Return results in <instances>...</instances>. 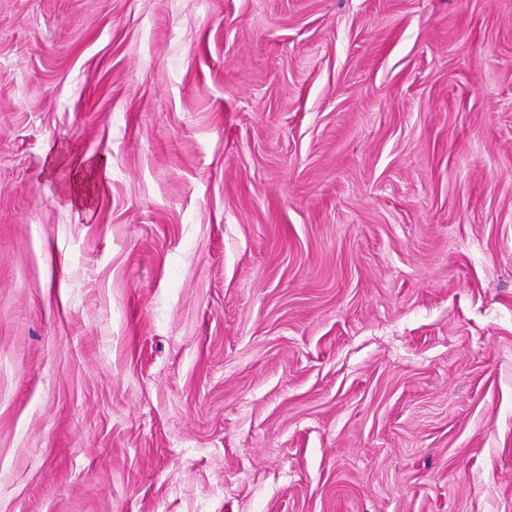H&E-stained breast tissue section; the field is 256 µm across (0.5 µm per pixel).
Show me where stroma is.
<instances>
[{
	"label": "stroma",
	"instance_id": "35a3bbf8",
	"mask_svg": "<svg viewBox=\"0 0 512 512\" xmlns=\"http://www.w3.org/2000/svg\"><path fill=\"white\" fill-rule=\"evenodd\" d=\"M0 512H512V0H0Z\"/></svg>",
	"mask_w": 512,
	"mask_h": 512
}]
</instances>
